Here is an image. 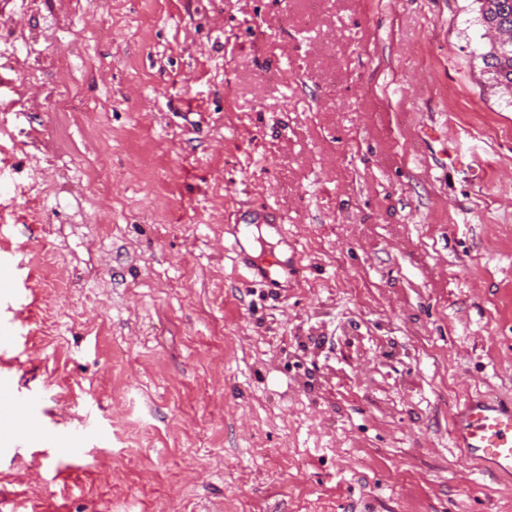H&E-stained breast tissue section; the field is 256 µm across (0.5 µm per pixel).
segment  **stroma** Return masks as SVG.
<instances>
[{
  "mask_svg": "<svg viewBox=\"0 0 512 512\" xmlns=\"http://www.w3.org/2000/svg\"><path fill=\"white\" fill-rule=\"evenodd\" d=\"M305 7L0 0L19 512H512L451 440L512 397V94L476 0ZM236 222L298 279L246 283ZM41 425L83 455L14 456Z\"/></svg>",
  "mask_w": 512,
  "mask_h": 512,
  "instance_id": "35a3bbf8",
  "label": "stroma"
}]
</instances>
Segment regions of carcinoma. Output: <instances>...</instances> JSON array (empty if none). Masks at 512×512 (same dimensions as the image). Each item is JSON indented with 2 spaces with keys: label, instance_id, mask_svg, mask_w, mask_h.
<instances>
[{
  "label": "carcinoma",
  "instance_id": "carcinoma-1",
  "mask_svg": "<svg viewBox=\"0 0 512 512\" xmlns=\"http://www.w3.org/2000/svg\"><path fill=\"white\" fill-rule=\"evenodd\" d=\"M479 20L485 30L493 29L509 36L505 43L487 42L481 59L496 84L512 89V0H476Z\"/></svg>",
  "mask_w": 512,
  "mask_h": 512
}]
</instances>
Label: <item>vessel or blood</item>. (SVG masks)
Returning a JSON list of instances; mask_svg holds the SVG:
<instances>
[{"label": "vessel or blood", "instance_id": "1", "mask_svg": "<svg viewBox=\"0 0 512 512\" xmlns=\"http://www.w3.org/2000/svg\"><path fill=\"white\" fill-rule=\"evenodd\" d=\"M241 225H234L232 250L237 265L248 280H263L269 287H278L270 266L257 263L245 256L241 241ZM35 411L22 390L10 377L0 378V418L32 420ZM453 438L473 461L490 466L494 471L512 474V402L500 398L479 396L467 400L454 415ZM39 441L60 455L77 452V441L67 432L43 430Z\"/></svg>", "mask_w": 512, "mask_h": 512}]
</instances>
